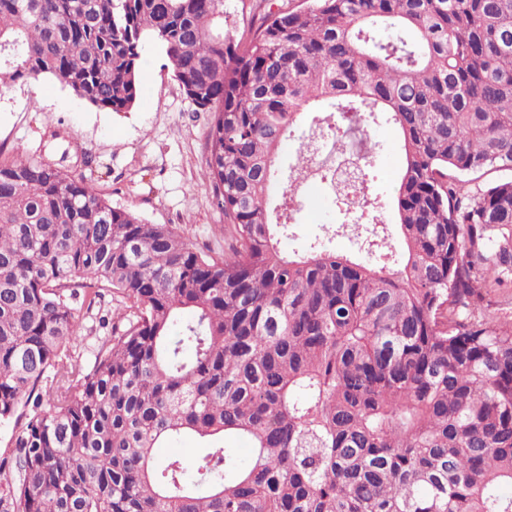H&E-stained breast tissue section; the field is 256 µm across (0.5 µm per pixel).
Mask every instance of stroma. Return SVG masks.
I'll list each match as a JSON object with an SVG mask.
<instances>
[{"label":"stroma","mask_w":512,"mask_h":512,"mask_svg":"<svg viewBox=\"0 0 512 512\" xmlns=\"http://www.w3.org/2000/svg\"><path fill=\"white\" fill-rule=\"evenodd\" d=\"M138 77L136 105L118 113L99 109L50 80L0 89V153L9 157L22 151L64 161L74 174L91 176L113 206L152 224L175 225L193 248L223 258L228 244L224 215L214 203L205 164L210 117L195 111L156 47L142 51ZM371 130L383 152L371 169L370 191L388 219L404 157L393 124L380 120ZM342 217L335 202L309 193L292 233L280 241L281 250L303 253L323 225ZM121 310L107 291L81 313L76 354L92 360L110 333L109 321Z\"/></svg>","instance_id":"obj_1"}]
</instances>
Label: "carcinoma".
<instances>
[{
  "label": "carcinoma",
  "mask_w": 512,
  "mask_h": 512,
  "mask_svg": "<svg viewBox=\"0 0 512 512\" xmlns=\"http://www.w3.org/2000/svg\"><path fill=\"white\" fill-rule=\"evenodd\" d=\"M210 115L224 258L112 206L35 154L0 161V512H512V0H308L224 32V0H0V76L127 112L145 43ZM309 112L302 165L279 147ZM394 189L351 223L358 257L280 251L311 134L379 117ZM123 313L94 362L76 304ZM192 434L206 453L159 465ZM228 437L250 448L239 464ZM371 126L370 130L383 143V152L378 158L377 163L370 169L373 176L370 191L384 207V219L388 221L393 216V220L388 227L391 230L395 247L400 250L403 247V243L395 225L393 207L390 203V197L404 162L400 138L395 126L384 119L378 120Z\"/></svg>",
  "instance_id": "carcinoma-1"
}]
</instances>
